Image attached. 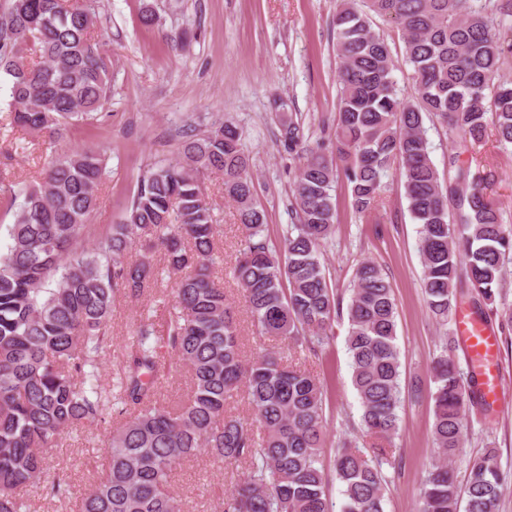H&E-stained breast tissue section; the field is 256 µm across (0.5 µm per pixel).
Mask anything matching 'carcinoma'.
<instances>
[{"label":"carcinoma","mask_w":512,"mask_h":512,"mask_svg":"<svg viewBox=\"0 0 512 512\" xmlns=\"http://www.w3.org/2000/svg\"><path fill=\"white\" fill-rule=\"evenodd\" d=\"M392 19L412 68L416 97L399 95L387 41L371 16ZM512 0H337L339 94L331 154L305 144L293 120L281 143L296 155V223L280 244L264 234L265 211L254 199L250 156L231 122L184 140L180 159L142 175L122 220L96 239L88 220L108 175L109 147L63 154L23 197L0 253V512H30L46 460L61 439L114 408L105 477L81 499L80 512H183L171 490L173 471L203 453L243 478L222 498L223 512H332L320 466L322 386L279 350L243 358L233 303L211 269L217 225L203 176L224 175L247 240L230 267L246 313L267 336L311 349L348 319L347 350L364 436L389 443L399 430L400 355L396 303L383 269L371 260L355 270L348 303L330 287L321 246L336 223L332 194L344 175L359 214L375 210L384 179L397 166L409 212L419 224L427 308L446 325L457 311L458 281L477 291L475 313L490 310L512 328L504 289L512 258V225L485 189L493 174L471 173L462 156L488 126L512 145V81L497 76L512 55ZM92 0H11L0 14V73L7 76L12 126L61 139L76 124L107 116L112 62L104 55ZM448 127V175L430 156L425 119ZM164 267L151 260L155 248ZM178 277L173 315L159 335L141 317L112 383L98 379V358L111 343L109 323L119 289L140 297L163 274ZM168 371L187 373L189 393L175 410L155 399L162 351ZM456 338L444 340L431 366L435 384L431 434L443 459L424 477L419 512H500L507 485L494 448L468 460L465 487L452 461L464 441L470 407L489 411L483 383L464 376ZM244 392L251 418L228 406ZM374 456L352 443L335 460L341 512H383L386 448Z\"/></svg>","instance_id":"obj_1"}]
</instances>
